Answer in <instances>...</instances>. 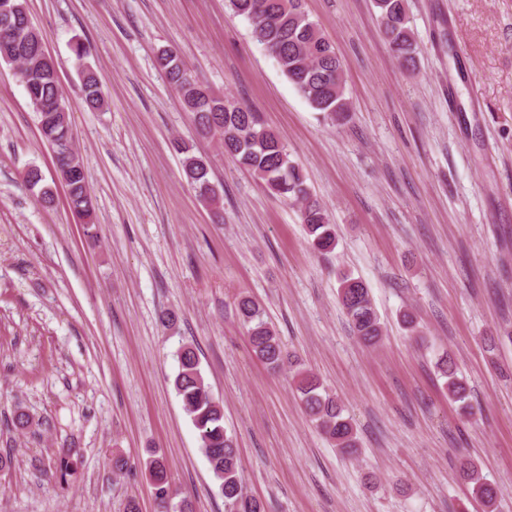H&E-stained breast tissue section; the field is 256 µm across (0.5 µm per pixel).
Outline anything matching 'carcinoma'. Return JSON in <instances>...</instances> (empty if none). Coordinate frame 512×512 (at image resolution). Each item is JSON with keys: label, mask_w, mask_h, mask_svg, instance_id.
Listing matches in <instances>:
<instances>
[{"label": "carcinoma", "mask_w": 512, "mask_h": 512, "mask_svg": "<svg viewBox=\"0 0 512 512\" xmlns=\"http://www.w3.org/2000/svg\"><path fill=\"white\" fill-rule=\"evenodd\" d=\"M303 2L227 0L226 7L233 15L248 21L252 37L275 59L282 74L310 107L331 121L341 123L350 112L344 65L334 44L310 18ZM373 6L378 13L381 36L393 57L403 69L414 71L417 45L409 26L407 0H373ZM29 20L27 0H0V42L7 38L26 44L28 58L24 59L20 78L37 114L41 141L55 159L53 180L66 187L73 214L83 223L91 224L94 205L83 163L75 148L69 104L59 86L56 62L42 58L41 46L26 26ZM156 63L179 94L197 133L219 137L224 155L239 167L253 172L270 195L299 205L301 222L305 224L312 247L322 253L333 251L337 245L336 225L332 224L327 209L311 193L304 168L291 158L288 145L281 137L264 126L259 115L248 106L211 92L173 49L159 50ZM81 75L86 106L93 110L103 108L105 95L98 76L87 67ZM175 150L182 155V171L190 185L209 204L218 205L205 162L182 142L175 145ZM23 181L31 189L39 188L37 201L42 206H52L53 195L50 189L42 187L44 176L39 167L28 168ZM338 295L357 339L367 347L378 346L383 337V324L370 288L362 279L341 273ZM236 311L254 355L272 370H279L286 364L294 368L296 391L311 422L342 454H354L358 447L357 431L345 415L343 402L323 386L314 372L291 358L264 308L254 298L239 296ZM178 361L174 388L198 430L201 451L224 496L225 512H267L262 501L243 493L239 448L226 434L223 407L205 382L196 347L181 346ZM435 368L445 378L448 398L460 403L465 414H472L469 387L458 375L454 359L443 355ZM75 454L76 451L69 448L55 463V477L62 484L68 483V477L74 472ZM148 471L151 493L159 500L160 512H194L192 502L186 498L169 506L160 500L162 492L172 489L163 458L152 459ZM460 476L472 484V493L487 512H495L498 488L487 482L467 460L461 463Z\"/></svg>", "instance_id": "obj_1"}]
</instances>
